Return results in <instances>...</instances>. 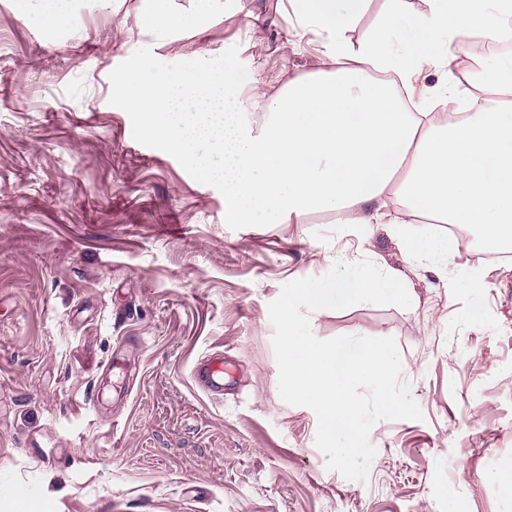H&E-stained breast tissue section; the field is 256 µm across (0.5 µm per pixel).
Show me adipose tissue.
<instances>
[{
    "label": "adipose tissue",
    "mask_w": 512,
    "mask_h": 512,
    "mask_svg": "<svg viewBox=\"0 0 512 512\" xmlns=\"http://www.w3.org/2000/svg\"><path fill=\"white\" fill-rule=\"evenodd\" d=\"M366 2L294 0L321 40V67L272 93L255 77L241 84L220 59L187 86L143 88L136 60L113 81L141 114L143 133L203 177L218 172L213 155L223 156L225 223L323 211L340 224H389L398 213L423 224L402 245L425 259L448 256L439 224L474 229L491 251L512 245V58L470 88L450 73L461 36L512 39V0H425L420 12L393 0L356 46L348 34ZM428 68L448 74L433 115L427 98L412 109L398 92ZM244 96L263 115L259 128L235 109ZM200 138L210 139V153L197 151Z\"/></svg>",
    "instance_id": "adipose-tissue-1"
}]
</instances>
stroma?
<instances>
[{"label":"stroma","instance_id":"obj_1","mask_svg":"<svg viewBox=\"0 0 512 512\" xmlns=\"http://www.w3.org/2000/svg\"><path fill=\"white\" fill-rule=\"evenodd\" d=\"M0 0V512H512V257L416 224L330 212L224 221V182L142 133L112 81L193 78L214 55L268 91L314 71L289 0H220L159 38L144 0ZM294 35L296 48L285 45ZM372 260L412 305L311 312L313 334L394 337L424 418L381 420L366 481L327 470L317 418L278 392L268 305L283 285ZM222 354L224 392L192 377Z\"/></svg>","mask_w":512,"mask_h":512}]
</instances>
